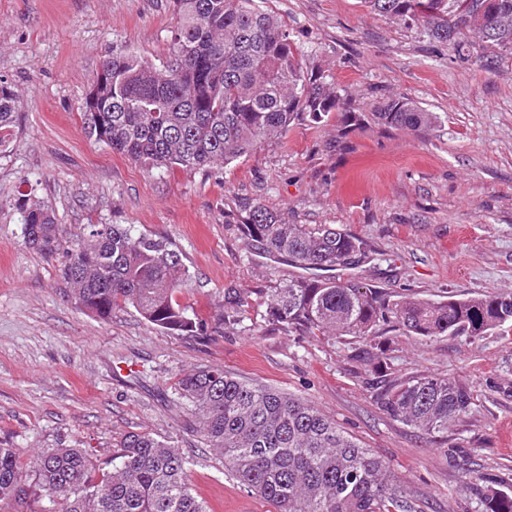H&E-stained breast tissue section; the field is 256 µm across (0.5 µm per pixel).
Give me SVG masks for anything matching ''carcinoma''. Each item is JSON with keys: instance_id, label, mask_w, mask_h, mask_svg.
Here are the masks:
<instances>
[{"instance_id": "cac0c4a2", "label": "carcinoma", "mask_w": 512, "mask_h": 512, "mask_svg": "<svg viewBox=\"0 0 512 512\" xmlns=\"http://www.w3.org/2000/svg\"><path fill=\"white\" fill-rule=\"evenodd\" d=\"M376 14L413 25L448 47L462 62L487 69L512 55V0H362ZM171 56L160 66L135 53L101 64L82 110L87 134L129 160L150 168L218 170L259 143L283 137L300 121L319 123L342 111L337 93L295 46L287 22L258 0H175ZM0 78V146L12 134L20 108ZM384 125L429 133L439 117L407 98L376 112ZM16 207L26 243L59 250L66 237L53 214L31 194ZM246 251L314 272L276 288L224 289V303L204 314L175 293L191 279L180 248L170 239L135 232L131 224H85L68 248L64 280L76 304L100 319L131 306L174 336H210L235 329L255 299L264 320L285 333L316 338L379 336L380 327L410 336L489 331L512 337V293L454 295L429 300L391 295L353 278H321L319 270L345 268L363 242L331 224H289L254 201L238 205L235 224ZM378 352L359 357L370 372L386 373ZM188 427L224 459L248 491L276 512H416L383 461L342 431L315 405L277 388L249 382L222 366L194 370L177 382ZM391 419L423 434L444 433L474 405L462 382L415 374L384 379L374 395ZM96 465L83 448H48L29 466L0 447V501L26 504L46 489L64 496L63 512H207L188 482L185 458L165 440L129 432L112 457V471L94 481ZM482 512H512V484L486 480Z\"/></svg>"}]
</instances>
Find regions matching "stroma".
<instances>
[{
	"label": "stroma",
	"mask_w": 512,
	"mask_h": 512,
	"mask_svg": "<svg viewBox=\"0 0 512 512\" xmlns=\"http://www.w3.org/2000/svg\"><path fill=\"white\" fill-rule=\"evenodd\" d=\"M305 58L345 109L291 126L215 173L150 169L85 133L82 104L113 53L158 65L170 55L174 0H0V78L17 92L0 151V447L21 464L43 448H86L111 461L129 432L169 441L189 462L209 512H274L187 427L175 383L221 365L302 396L369 448L421 512H480L481 477H512V340L424 338L391 331L392 375L467 384L471 413L429 436L373 401L359 342L284 333L253 312L213 336H169L134 308L101 320L63 278L65 250L25 244L14 200L28 183L58 224H132L172 239L193 275L180 302L208 312L224 290L272 288L298 268L246 253L230 217L241 200L292 224H332L366 254L348 273L391 293L437 299L512 292V56L495 68L459 62L420 29L361 0H273ZM405 97L442 123L419 135L375 117Z\"/></svg>",
	"instance_id": "obj_1"
}]
</instances>
